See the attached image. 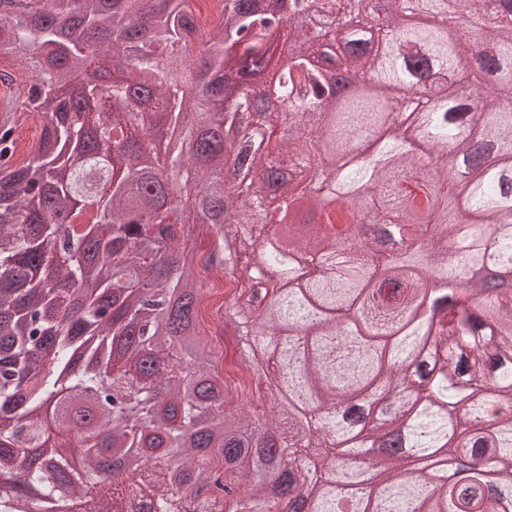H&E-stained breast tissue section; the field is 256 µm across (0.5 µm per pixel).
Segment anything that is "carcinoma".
<instances>
[{"label": "carcinoma", "mask_w": 512, "mask_h": 512, "mask_svg": "<svg viewBox=\"0 0 512 512\" xmlns=\"http://www.w3.org/2000/svg\"><path fill=\"white\" fill-rule=\"evenodd\" d=\"M265 1L222 0L210 30L194 0H21L0 18V52L31 67L0 85L41 121L29 147L0 136V512L103 497L182 512L208 493V512L227 493L232 512H274L271 486L297 469L314 512L343 493L352 512H512L495 478L512 473V16L478 7L457 33L448 0H423L425 23L398 32V0H296L347 20L319 39ZM205 37L223 51H197ZM482 39L461 110L448 92ZM328 70L360 90L337 98ZM415 79L439 95L422 126L348 164ZM319 154L338 177L311 174ZM272 197L288 199L286 236L267 231ZM352 203L408 247L348 240ZM198 226L235 283L224 322L267 379L268 418L228 408L187 248ZM260 248L279 277L256 306L242 271ZM311 420L328 451L254 474ZM114 452L131 471L103 474ZM450 462L448 486L423 479Z\"/></svg>", "instance_id": "carcinoma-1"}]
</instances>
